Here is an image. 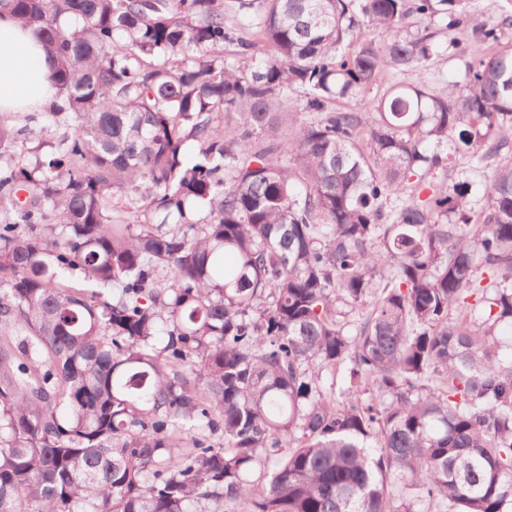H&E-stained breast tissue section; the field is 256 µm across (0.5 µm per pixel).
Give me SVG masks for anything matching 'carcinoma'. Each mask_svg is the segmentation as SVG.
I'll return each mask as SVG.
<instances>
[{
  "label": "carcinoma",
  "instance_id": "obj_1",
  "mask_svg": "<svg viewBox=\"0 0 512 512\" xmlns=\"http://www.w3.org/2000/svg\"><path fill=\"white\" fill-rule=\"evenodd\" d=\"M8 2L63 104L0 120V512H512V159L427 182L512 44L347 112L468 0ZM441 149L444 154L448 153V156L452 157L448 165V192H452L455 184L467 182L469 184L467 199L470 201V207L475 215L487 202L489 176L503 155L484 161L478 165L480 168H475L476 159L468 154H455L453 143L450 140H448V146L444 145Z\"/></svg>",
  "mask_w": 512,
  "mask_h": 512
}]
</instances>
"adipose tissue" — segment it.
<instances>
[{
    "mask_svg": "<svg viewBox=\"0 0 512 512\" xmlns=\"http://www.w3.org/2000/svg\"><path fill=\"white\" fill-rule=\"evenodd\" d=\"M41 39L0 7V115L28 114L57 96Z\"/></svg>",
    "mask_w": 512,
    "mask_h": 512,
    "instance_id": "obj_1",
    "label": "adipose tissue"
}]
</instances>
